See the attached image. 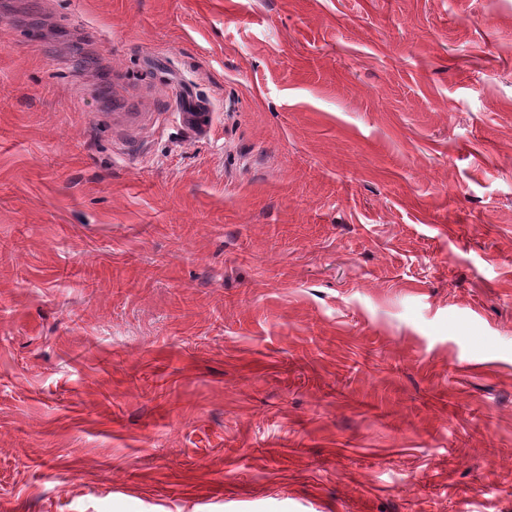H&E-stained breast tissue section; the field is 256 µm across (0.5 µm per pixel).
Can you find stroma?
Instances as JSON below:
<instances>
[{
  "instance_id": "1",
  "label": "stroma",
  "mask_w": 512,
  "mask_h": 512,
  "mask_svg": "<svg viewBox=\"0 0 512 512\" xmlns=\"http://www.w3.org/2000/svg\"><path fill=\"white\" fill-rule=\"evenodd\" d=\"M0 512H512V0H0Z\"/></svg>"
}]
</instances>
